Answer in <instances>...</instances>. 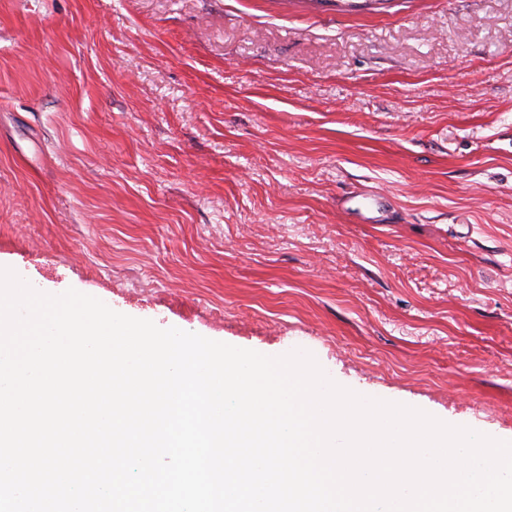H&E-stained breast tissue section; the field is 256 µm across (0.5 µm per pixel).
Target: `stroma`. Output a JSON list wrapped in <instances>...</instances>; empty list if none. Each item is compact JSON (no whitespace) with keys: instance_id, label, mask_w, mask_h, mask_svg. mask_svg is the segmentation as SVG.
<instances>
[{"instance_id":"35a3bbf8","label":"stroma","mask_w":512,"mask_h":512,"mask_svg":"<svg viewBox=\"0 0 512 512\" xmlns=\"http://www.w3.org/2000/svg\"><path fill=\"white\" fill-rule=\"evenodd\" d=\"M0 267L512 441V0H0Z\"/></svg>"}]
</instances>
